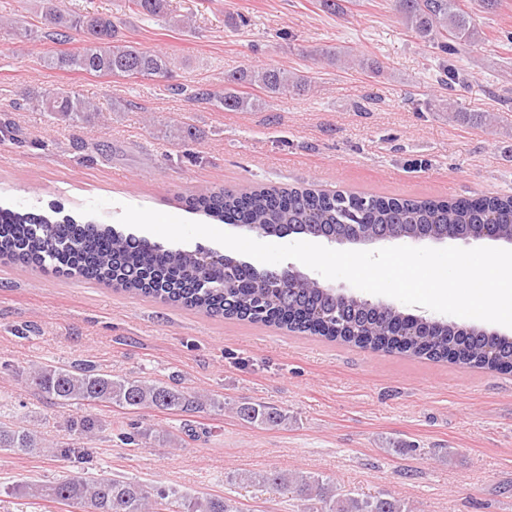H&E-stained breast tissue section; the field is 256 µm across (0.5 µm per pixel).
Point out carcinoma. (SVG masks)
<instances>
[{
  "label": "carcinoma",
  "instance_id": "obj_1",
  "mask_svg": "<svg viewBox=\"0 0 512 512\" xmlns=\"http://www.w3.org/2000/svg\"><path fill=\"white\" fill-rule=\"evenodd\" d=\"M127 2L136 15H166V0ZM391 8L411 33L444 53L482 40L460 0H391ZM41 9L44 19L61 30L60 36L67 37L69 30L85 35L80 50L53 54L44 59L47 66L97 76H173L175 64L167 54L119 38L120 19L95 13L71 15L58 9L55 0H42ZM319 56L330 66L382 71L380 64L350 52L323 50ZM241 84L255 86L270 97L311 88L309 78L294 69L255 65L224 76V91L199 87L193 96L219 109L246 112L256 107V99L237 90ZM28 102L70 126L83 124L100 111L83 94L60 88L34 95ZM188 207L222 223L239 224L260 237L283 238L290 231L330 242L357 236L430 237L450 225L469 233L481 224H496L500 238L512 239L511 195L455 201L376 196L363 202L353 193L261 187L240 193L209 189L191 197ZM0 260L42 268L48 265L58 274L111 284L209 316L247 320L363 349L489 371L512 368V339L507 336L452 322L425 325L393 305L356 297L338 299L326 284L298 270L262 271L211 248L168 247L123 228L71 215L57 220L1 208ZM26 377L42 397L77 408L109 404L128 410L195 413L215 405L214 399L197 392L114 377L89 364L37 365L28 369ZM236 414L265 427L288 420L282 411L262 403H242ZM95 430V421L88 415L71 427L82 440L93 438ZM40 449L61 458L76 453L69 445L47 442L21 423L0 421L1 451L29 454ZM240 481L268 484L292 494L310 502L313 512H409L401 499L341 494L330 478L304 471L247 472ZM17 492L64 506L76 504L83 512H243L220 495L180 497L174 490L89 472Z\"/></svg>",
  "mask_w": 512,
  "mask_h": 512
}]
</instances>
